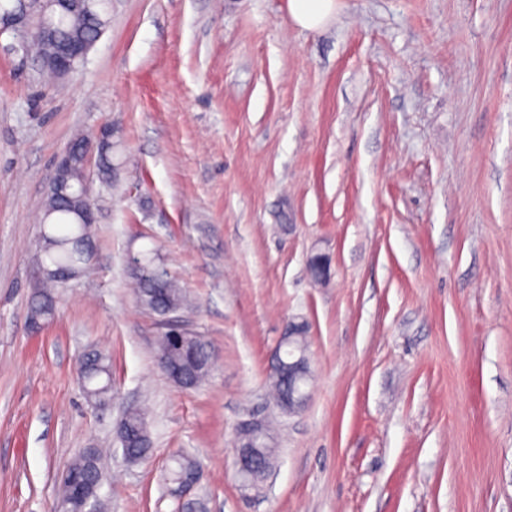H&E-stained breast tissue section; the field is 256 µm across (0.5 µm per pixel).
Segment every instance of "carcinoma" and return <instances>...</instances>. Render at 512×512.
<instances>
[{
    "label": "carcinoma",
    "instance_id": "obj_1",
    "mask_svg": "<svg viewBox=\"0 0 512 512\" xmlns=\"http://www.w3.org/2000/svg\"><path fill=\"white\" fill-rule=\"evenodd\" d=\"M106 5V0H86L75 11L52 15L49 22V36L31 39L25 49L44 58L52 52L57 43L76 38L87 41L98 40L101 31L106 29V25L102 24V20L107 16ZM44 8L43 0H0V12L3 14L26 10L29 15L36 17ZM90 204L92 200L89 194L72 193L65 201L54 196L46 198L44 224L47 228L43 231L40 264L76 271L85 265L81 255L74 249V241L81 238L88 242L91 239L89 225L79 223L81 210ZM161 274L163 271L155 265L150 253L142 254L140 265L135 269V292L141 305L158 315L164 313L169 306L173 308L182 306L186 299L183 289L174 280L168 277L161 278ZM55 284L54 279L45 280L43 287L32 294L29 303L30 317L38 318L45 312L49 314L57 309L56 297L52 291ZM156 357L185 368L187 380L192 387L202 383L210 373L211 356L208 344L202 340L197 349L191 351L181 342V337L170 329L159 337ZM81 373L82 386L88 401L94 402L112 396L111 363L105 352L97 351L85 356ZM126 427L136 436V441L130 443L127 453L135 458H145L150 449L144 447V444L151 442L145 414L137 409L130 412ZM252 443L262 456V466L252 472V484L255 485L269 470L274 449L270 446V436L266 430L259 432L258 437L252 439ZM195 466L197 462L189 456L178 455L172 458V465L168 472L169 480L175 481ZM65 472L67 478H58L57 500L63 502L65 508L73 512L76 505L73 502L71 480H84L95 487L102 482L100 449H83Z\"/></svg>",
    "mask_w": 512,
    "mask_h": 512
}]
</instances>
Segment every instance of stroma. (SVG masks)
<instances>
[{
  "label": "stroma",
  "instance_id": "obj_1",
  "mask_svg": "<svg viewBox=\"0 0 512 512\" xmlns=\"http://www.w3.org/2000/svg\"><path fill=\"white\" fill-rule=\"evenodd\" d=\"M335 2L309 31L287 0H112L60 80L0 37V512H53L101 446L107 512H174L178 451L205 512H512V0ZM104 125L93 270L30 331L55 162ZM150 249L210 347L198 387L156 367L167 321L131 288ZM292 321L313 380L288 415L268 381ZM90 349L112 356L103 412ZM131 408L137 463L116 437ZM254 420L274 448L256 490L234 448ZM83 390L90 402L112 396L111 363L109 356L103 351H97L85 356L81 371ZM112 403L109 400L95 404L97 409H105ZM127 429L136 436V441L129 444L126 448L127 453L135 458L144 459L151 448H142L145 443H151L148 425L145 414L140 410L131 411L126 421ZM64 471L67 473V479L58 478L59 493L55 506L59 505V501H62L65 504V508L71 510L70 512H80L75 511L76 505L73 502V490L70 480H84L90 482L95 487L101 484L103 475L100 449H83Z\"/></svg>",
  "mask_w": 512,
  "mask_h": 512
}]
</instances>
